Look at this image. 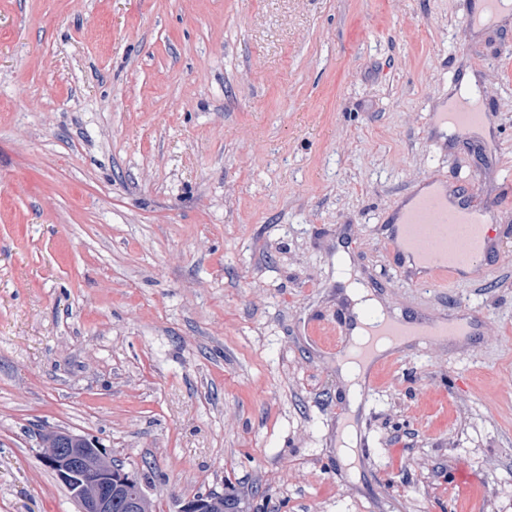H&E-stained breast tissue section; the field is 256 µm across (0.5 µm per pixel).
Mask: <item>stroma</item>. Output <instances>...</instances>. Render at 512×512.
<instances>
[{"instance_id":"1","label":"stroma","mask_w":512,"mask_h":512,"mask_svg":"<svg viewBox=\"0 0 512 512\" xmlns=\"http://www.w3.org/2000/svg\"><path fill=\"white\" fill-rule=\"evenodd\" d=\"M478 6L0 0V512H77L48 429L155 512H512V17ZM467 76L490 129H431ZM429 179L495 200L483 279L384 249ZM342 254L394 315L482 321L351 404ZM224 494L194 497L184 501L178 512H223Z\"/></svg>"}]
</instances>
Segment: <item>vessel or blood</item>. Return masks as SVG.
I'll use <instances>...</instances> for the list:
<instances>
[{
  "mask_svg": "<svg viewBox=\"0 0 512 512\" xmlns=\"http://www.w3.org/2000/svg\"><path fill=\"white\" fill-rule=\"evenodd\" d=\"M488 122V113L470 99L458 100L451 110L432 115L434 127H450L461 135L486 126ZM493 209V204L477 193L470 196L466 206L453 204L447 184L431 180L425 189L411 195L399 219L385 236L384 244L412 262L413 281L444 284L449 278L473 273L487 255L490 240L485 226ZM350 327L360 330L363 340L355 343L337 339L338 351L371 365L376 360L375 349L385 342H394L396 350L400 351L415 339L434 342L465 335L472 322L467 314L435 322L405 320L386 314L352 320Z\"/></svg>",
  "mask_w": 512,
  "mask_h": 512,
  "instance_id": "obj_1",
  "label": "vessel or blood"
}]
</instances>
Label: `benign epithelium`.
I'll return each instance as SVG.
<instances>
[{
  "label": "benign epithelium",
  "mask_w": 512,
  "mask_h": 512,
  "mask_svg": "<svg viewBox=\"0 0 512 512\" xmlns=\"http://www.w3.org/2000/svg\"><path fill=\"white\" fill-rule=\"evenodd\" d=\"M43 444V462L69 490L78 512H112L118 501L125 512H152L138 478L112 465L95 440L57 429L44 435ZM178 512H224V495L188 499Z\"/></svg>",
  "instance_id": "obj_1"
}]
</instances>
